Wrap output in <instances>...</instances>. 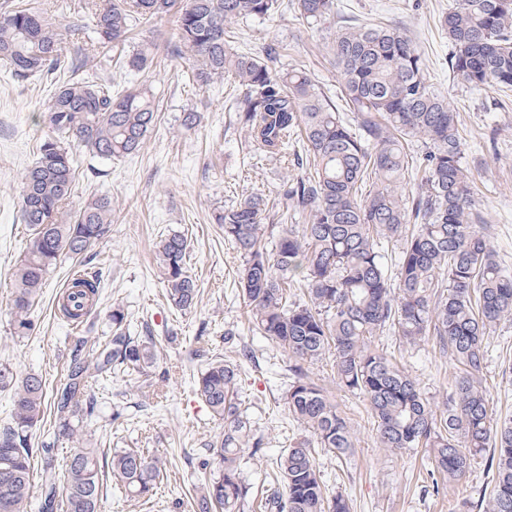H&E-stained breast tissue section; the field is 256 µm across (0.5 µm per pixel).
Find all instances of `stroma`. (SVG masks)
Masks as SVG:
<instances>
[{"instance_id":"obj_1","label":"stroma","mask_w":512,"mask_h":512,"mask_svg":"<svg viewBox=\"0 0 512 512\" xmlns=\"http://www.w3.org/2000/svg\"><path fill=\"white\" fill-rule=\"evenodd\" d=\"M454 0H335L336 9L311 27L293 10L267 19H244L236 29L257 55L273 47L277 68L306 71L325 91L340 92L341 78L332 66L327 40L345 23L384 22L401 27L426 63L429 82L458 112L465 163L477 187L495 249L512 268V92L487 86L471 89L454 83L448 70L450 46L440 20ZM137 39L121 47L128 55L140 39L155 43L154 61L146 72L102 57L86 58L82 75L111 79L113 88L147 83L156 99L159 120L138 153L107 162L78 152L71 208L88 198L112 200V232L95 248V265L104 273L100 299L88 322L74 326L55 311L57 295L80 271L79 262L62 257L52 270L32 308L33 327L15 335L11 310L13 275L31 235L21 217L19 182L35 161L48 131L44 111L52 80L46 76L16 79L0 71V363L17 373L35 372L46 380L48 394L61 389L68 374V352L78 342L103 345L112 338L111 314L121 307L128 315L131 336L149 332L158 363L149 372L119 371L90 383L97 403L86 431L110 463L115 450L134 448L160 458L165 470L151 498H130L114 485L103 491L101 512H193L206 477L202 465L208 443L224 429L197 398L193 377L206 356L237 361L241 382L238 398L266 446L256 455L243 454L239 467L252 492L266 496L277 457L304 435L289 416L284 391L289 359L280 347L253 332L237 273L242 260L225 240L213 216L240 201L243 194L263 195L275 216L293 212L283 194L289 177L298 175L290 158L266 152L249 139L232 105L234 81L224 77L207 86L192 78L188 51L173 55L174 17L137 26ZM189 112L201 115L195 127L184 124ZM180 234L190 243L187 268L200 294L191 309L178 311L163 296L161 274L154 261L160 239ZM207 341H200L201 328ZM373 345L416 376L432 404L441 405L459 369L433 342L411 347L392 334ZM252 350L251 358L241 349ZM512 321L497 327L491 339L487 367L481 377L494 417L512 416ZM351 420L355 433L352 456H321L319 465L329 489L348 495L351 512H480L488 501L495 472L485 458L444 490L433 491L430 461L424 449L399 452L382 447L362 397L337 390L329 361L309 367Z\"/></svg>"}]
</instances>
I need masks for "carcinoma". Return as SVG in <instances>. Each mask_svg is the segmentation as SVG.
<instances>
[{
	"label": "carcinoma",
	"mask_w": 512,
	"mask_h": 512,
	"mask_svg": "<svg viewBox=\"0 0 512 512\" xmlns=\"http://www.w3.org/2000/svg\"><path fill=\"white\" fill-rule=\"evenodd\" d=\"M177 0H87L77 19L49 22L23 3H0V63L18 78L75 71L83 52L98 53L126 41L137 23L162 19ZM279 0H186L177 10L181 48L192 53L194 81L207 86L224 75L238 81L239 121L253 141L278 155L296 132L306 154L294 164L309 173L286 183L293 210L308 217L293 224H266L267 204L248 194L215 216L224 239L242 260L240 284L250 320L263 338L288 354L292 365L284 403L312 439L295 442L277 458L282 489L255 502L237 461L265 445L236 399V364L210 358L196 380V393L224 422L209 444L212 458L196 512H350L340 491L329 492L315 447L338 458L355 448L345 415L305 365L327 357L337 386L361 395L384 448H426L433 490L463 477L476 458L492 451L496 478L486 512H512V417L494 419L480 385L487 344L497 326L512 319V271L498 258L477 207L474 182L463 163L459 116L426 77L413 40L380 23L344 24L330 39L329 54L343 79L338 105L299 68L276 74L269 63L232 40L231 26L279 11ZM333 0H295L296 18L319 24ZM89 26L90 47L64 54L62 30ZM442 27L452 45L449 71L470 88L512 89V0H455ZM151 41L125 66L143 72L152 64ZM353 114L347 123L340 110ZM49 132L35 162L22 177V221L33 230L14 279V330H31L30 308L47 275L65 255L85 262L112 224V202L95 197L62 222L75 179L74 151L105 161L137 152L156 126L158 112L148 88L112 92V81L69 77L55 82L46 108ZM418 141L422 154L408 143ZM423 171L407 191L410 174ZM371 183L368 195L361 185ZM396 244L398 272L388 276L380 240ZM187 239L171 234L159 243L156 261L169 302L188 310L198 284L186 269ZM102 272L81 270L58 301L61 317L81 323L99 298ZM125 311L112 310L115 336L105 348L73 350L68 382L53 400V433L33 429L45 417L46 381L38 373L14 377L0 368V385L12 386L11 421L0 428V512H25L33 497L35 461L41 462L39 512H100L102 471L98 449L87 442L65 467L53 463L51 436L82 440L79 410L95 412L89 384L118 367L156 364L152 339L137 341L123 331ZM388 331L408 345L429 339L459 366L460 374L436 410L418 381L372 345ZM112 478L133 497L148 494L160 473L159 460L141 451H116Z\"/></svg>",
	"instance_id": "1"
}]
</instances>
